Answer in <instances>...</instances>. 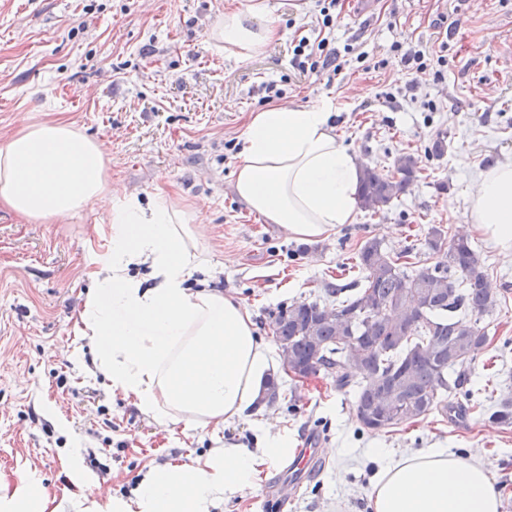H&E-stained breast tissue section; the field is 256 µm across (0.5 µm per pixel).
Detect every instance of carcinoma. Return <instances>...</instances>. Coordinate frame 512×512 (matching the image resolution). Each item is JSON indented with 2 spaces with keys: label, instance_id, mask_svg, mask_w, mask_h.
I'll list each match as a JSON object with an SVG mask.
<instances>
[{
  "label": "carcinoma",
  "instance_id": "1",
  "mask_svg": "<svg viewBox=\"0 0 512 512\" xmlns=\"http://www.w3.org/2000/svg\"><path fill=\"white\" fill-rule=\"evenodd\" d=\"M396 175L365 167L359 188L362 207L374 213L398 198L415 177L417 159L403 153L395 160ZM426 250L437 257L417 267L410 262L415 246L396 254L375 238L358 249L357 291L328 294L336 303L293 301L273 315L270 329L312 377L333 376L336 388L353 393L357 421L382 431L430 414L462 416L485 409V399L464 386L456 367L489 340L483 317L496 297L490 292L483 263L468 236H450L429 228ZM412 308L402 333L393 340L394 314ZM364 347L359 363L351 360V340ZM488 420L512 424V401H505Z\"/></svg>",
  "mask_w": 512,
  "mask_h": 512
}]
</instances>
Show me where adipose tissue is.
Returning a JSON list of instances; mask_svg holds the SVG:
<instances>
[{
  "label": "adipose tissue",
  "mask_w": 512,
  "mask_h": 512,
  "mask_svg": "<svg viewBox=\"0 0 512 512\" xmlns=\"http://www.w3.org/2000/svg\"><path fill=\"white\" fill-rule=\"evenodd\" d=\"M268 14L266 0L225 8L209 36L231 54H258L278 35ZM330 119L318 101L270 107L255 113L243 132L234 192L295 239H324L358 213L361 166L338 142ZM110 185L102 145L72 124L27 123L0 143V207L22 220L82 217ZM469 210L470 231L512 256V161L496 160L480 171ZM197 222L194 204L166 194L146 205L135 198L117 202L105 248L92 259L94 287L80 315L93 374L160 425L205 428L247 416L273 363L271 346L258 340L239 300L195 288L198 275L213 270ZM135 265L148 268L147 280L130 275ZM284 452L275 437L259 456L226 444L189 463L150 469L127 498L90 493L74 455L67 473L78 491L67 505L70 512H214L253 486L260 460L273 462ZM368 500L372 512H500L502 493L475 458L424 448L385 462ZM0 512L59 508L30 475L14 488L0 487Z\"/></svg>",
  "instance_id": "ef3b65f1"
}]
</instances>
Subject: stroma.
Here are the masks:
<instances>
[{"mask_svg":"<svg viewBox=\"0 0 512 512\" xmlns=\"http://www.w3.org/2000/svg\"><path fill=\"white\" fill-rule=\"evenodd\" d=\"M247 3L0 0V142L24 123L65 121L102 144L113 194L146 202L163 192L195 204L223 268L210 287L240 300L269 343L278 307L328 301V288L357 279L352 264L366 239L397 252L434 225L464 230L478 173L512 160V0H343L332 40L341 69L330 79L301 76L291 63L292 40L319 28L315 0H269L279 33L257 56L216 49L208 32L218 11ZM420 47L434 54L421 70L403 59ZM272 82L281 104L326 100L338 141L361 164L390 175L397 155L414 154L418 172L405 192L316 242L251 213L233 191V170ZM438 140L443 152L427 154ZM111 206L104 198L69 224H31L0 208L1 480L34 473L63 501L72 489L65 458L76 449L100 491L126 497L151 467L205 455L215 440L261 451L268 418L288 449L316 437L327 450L281 512H370L383 461L373 449L396 460L437 447L482 460L502 492L501 512H512V425L476 412L370 432L332 376L302 383L278 365V402L215 433L182 422L161 429L111 393L88 373L77 331ZM471 241L498 305L483 321L482 355L464 371L470 388L498 403L512 399V258L480 236ZM287 464L283 456L261 465L257 490L216 512H269Z\"/></svg>","mask_w":512,"mask_h":512,"instance_id":"1","label":"stroma"}]
</instances>
